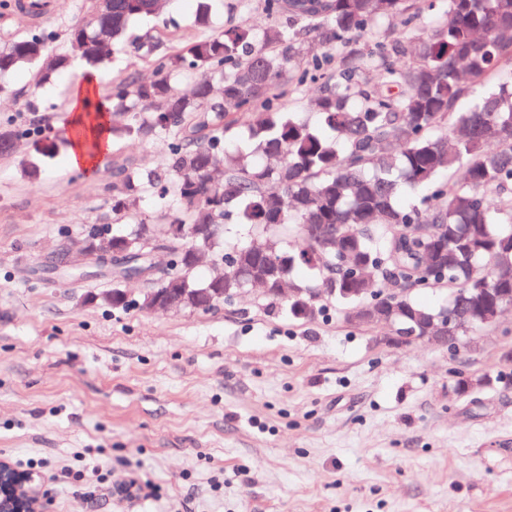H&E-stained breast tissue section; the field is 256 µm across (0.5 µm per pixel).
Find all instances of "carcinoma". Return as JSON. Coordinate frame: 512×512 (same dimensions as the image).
<instances>
[{
  "instance_id": "1",
  "label": "carcinoma",
  "mask_w": 512,
  "mask_h": 512,
  "mask_svg": "<svg viewBox=\"0 0 512 512\" xmlns=\"http://www.w3.org/2000/svg\"><path fill=\"white\" fill-rule=\"evenodd\" d=\"M164 0H112L107 10L89 0L87 18L66 33V49L49 53L56 35L32 29L0 43V77L23 68L33 85L49 81L79 59L96 67L124 49L130 24L159 15ZM277 20L257 31L228 27L185 46H164L147 34L133 39L150 59L155 77L127 74L112 83V143L158 140L164 158L143 169L129 157L112 165V214L128 232L89 225L83 249L144 255L148 288L178 289L182 310L210 312L233 303L252 280L296 319L310 320L330 305L342 319L363 303L394 298L397 313L375 327L396 334L440 310L412 291L441 288L452 298L467 288H486L466 335L493 327L481 318L502 291L512 295V85L501 84L467 106V83L512 70V0H262ZM428 10L438 27L428 38L384 41L369 28L376 18L406 24ZM327 50L295 60V25ZM369 36L373 47L347 48ZM347 48L332 70L325 59ZM466 69L469 82L462 81ZM203 78L183 91L178 75ZM321 82L316 123L289 108V92L307 79ZM242 126L246 148L231 150ZM39 122H0V156L16 153L22 140L44 138ZM422 195L406 206L405 190ZM150 192L164 201L154 216L138 210ZM199 228L164 237L161 225ZM244 224L251 242L226 235ZM224 271L200 281L202 258ZM349 267L341 268L342 262ZM311 272L292 279L295 269ZM330 281L335 294L312 301L307 291ZM123 276L113 274L103 300L128 305ZM394 288L411 292L396 296ZM497 382L491 376L458 377L455 391L468 394Z\"/></svg>"
}]
</instances>
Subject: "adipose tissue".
<instances>
[{
	"instance_id": "ef3b65f1",
	"label": "adipose tissue",
	"mask_w": 512,
	"mask_h": 512,
	"mask_svg": "<svg viewBox=\"0 0 512 512\" xmlns=\"http://www.w3.org/2000/svg\"><path fill=\"white\" fill-rule=\"evenodd\" d=\"M96 83V78L85 77L82 83L73 87L69 96L67 111L75 131L66 155V164L71 169H91L101 164L111 149L110 137L99 132L95 122L89 118Z\"/></svg>"
}]
</instances>
